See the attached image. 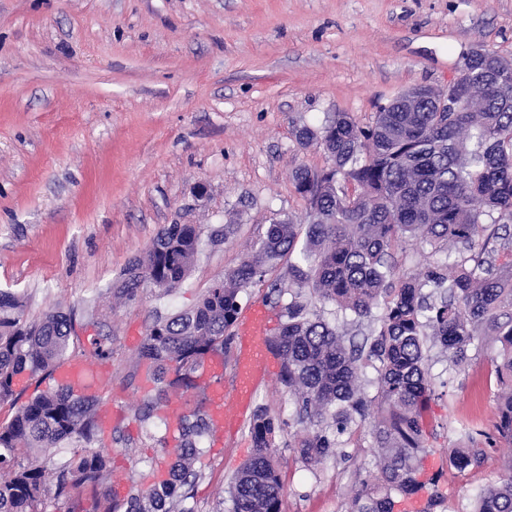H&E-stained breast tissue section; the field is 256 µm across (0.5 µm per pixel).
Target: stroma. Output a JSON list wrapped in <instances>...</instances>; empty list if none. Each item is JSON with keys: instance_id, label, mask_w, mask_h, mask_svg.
<instances>
[{"instance_id": "1", "label": "stroma", "mask_w": 512, "mask_h": 512, "mask_svg": "<svg viewBox=\"0 0 512 512\" xmlns=\"http://www.w3.org/2000/svg\"><path fill=\"white\" fill-rule=\"evenodd\" d=\"M476 46L512 61V0H0V289L24 296L27 319L71 313L88 366L93 339L111 336L103 398L118 413L103 445L121 486L143 480L153 453L135 418L150 384L134 352L157 316L194 306L269 224L303 216L291 173L330 160L297 130L336 112L368 123L410 88L448 85ZM168 224L201 227L187 280L162 299L147 289L107 301ZM427 356L425 486L394 512H470L512 464L505 439L480 466L445 461L461 422L494 427V352L478 349L459 372L439 348ZM251 405L291 423L277 439L282 512H345L377 476L369 422L310 466L292 452L305 432L278 377ZM251 453L245 430L209 444L188 506L227 512L223 491Z\"/></svg>"}]
</instances>
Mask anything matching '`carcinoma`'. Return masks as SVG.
Instances as JSON below:
<instances>
[{
    "label": "carcinoma",
    "instance_id": "1",
    "mask_svg": "<svg viewBox=\"0 0 512 512\" xmlns=\"http://www.w3.org/2000/svg\"><path fill=\"white\" fill-rule=\"evenodd\" d=\"M452 91L463 104L460 112L437 111L430 89L420 86L412 112L392 103L367 125L337 112L318 128L296 132L301 146L316 144L332 161L316 171L298 166L292 174L306 205L305 245L298 247L292 218L270 224L259 246L193 307L149 327L134 361L150 365L153 389L136 418L161 445L166 477L123 498L108 490L111 452L96 447L102 397L58 384L17 405L20 376L50 380L58 365L79 355L71 316L49 310L29 321L24 298L0 290V404L17 406L0 423V512H47L49 482L66 512H193L179 504L187 499L182 489L200 477L195 464L214 429L205 403L161 418L165 433L158 438L151 425L172 395L201 389L208 359L229 348L241 294L264 285L286 255L294 258L297 289L284 303V291L270 284L281 315L268 349L281 360L280 384L295 400L296 422L308 431L295 452L316 465L336 452L330 430L341 434L356 418H371L379 475L361 482L346 512H394L395 496L424 487L417 473L429 435L424 412L434 395L429 342L458 371L471 362L472 349H497L495 433L461 424L465 441L448 449V467H477L496 437L512 440V258L497 262L498 249L512 253V63L473 48ZM409 240L436 251L453 248L458 258L422 279L399 277L393 254ZM201 246L199 225L163 227L110 294L133 301L149 287L169 295L188 277ZM314 300L376 321L368 349L346 341L313 309ZM95 356L112 362V337L95 341ZM367 366L377 373L373 397L360 381ZM281 432L278 417L263 407L254 412L253 453L229 485V512H282ZM55 448L68 449L65 461L46 456ZM473 512H512V463Z\"/></svg>",
    "mask_w": 512,
    "mask_h": 512
}]
</instances>
